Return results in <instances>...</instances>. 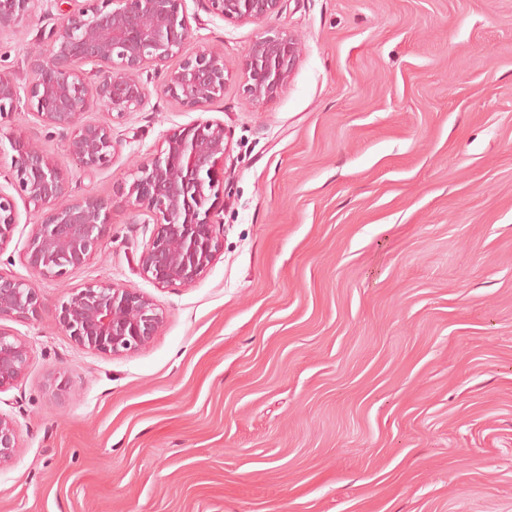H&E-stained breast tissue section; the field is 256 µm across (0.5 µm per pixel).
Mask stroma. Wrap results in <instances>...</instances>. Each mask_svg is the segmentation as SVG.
<instances>
[{
  "label": "stroma",
  "mask_w": 512,
  "mask_h": 512,
  "mask_svg": "<svg viewBox=\"0 0 512 512\" xmlns=\"http://www.w3.org/2000/svg\"><path fill=\"white\" fill-rule=\"evenodd\" d=\"M185 7L184 54L224 48L223 97L151 88L76 192L113 199L130 154L221 120L223 247L192 286L155 287L134 269L151 227L115 202L100 254L36 279L18 201L0 272L46 311L7 323L29 362L0 389L20 443L0 512H512V0H287L238 24ZM41 26L0 35V70ZM271 30L302 57L259 103L241 75ZM0 130L65 154L27 113ZM112 282L164 312L143 350L91 351L55 318Z\"/></svg>",
  "instance_id": "35a3bbf8"
}]
</instances>
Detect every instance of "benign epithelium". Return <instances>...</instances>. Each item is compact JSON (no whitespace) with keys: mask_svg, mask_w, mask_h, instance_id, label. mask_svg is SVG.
<instances>
[{"mask_svg":"<svg viewBox=\"0 0 512 512\" xmlns=\"http://www.w3.org/2000/svg\"><path fill=\"white\" fill-rule=\"evenodd\" d=\"M45 1L57 10L56 23L43 31L45 47L26 56L32 78L22 85L0 71V127L21 110L64 140L65 158L45 155L38 146L9 139L7 186L0 185V250L19 223L16 198L33 206L24 258L43 280H61L100 249L109 226L112 200L77 196L68 161L86 171L112 166L119 142L112 122L148 103L143 73L160 80L164 93L187 109L224 96L231 78L224 49L202 45L176 67L192 28L185 0H0V33L19 27ZM208 12L233 23L279 14L287 0H203ZM302 48L287 31L257 39L248 51L243 88L253 101L274 98L299 64ZM95 63L98 70L82 69ZM92 110L108 116L89 122ZM230 144L224 122L206 120L167 133L160 150L143 157L121 182L118 198L135 215L149 213L153 229L137 258L141 276L158 288H184L209 269L222 242L215 216L224 206L218 186ZM44 302L34 285L0 272V389L18 382L29 361L27 343L1 325L36 321ZM59 323L80 345L113 355L145 348L164 323L150 296L130 285L100 284L68 292L57 312ZM19 438L15 422L0 415V467L11 463Z\"/></svg>","mask_w":512,"mask_h":512,"instance_id":"1","label":"benign epithelium"}]
</instances>
